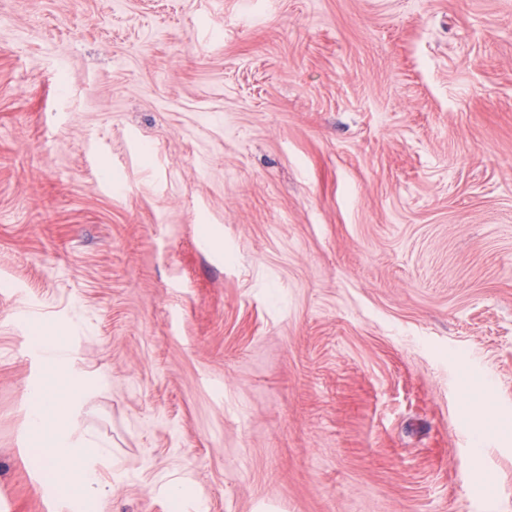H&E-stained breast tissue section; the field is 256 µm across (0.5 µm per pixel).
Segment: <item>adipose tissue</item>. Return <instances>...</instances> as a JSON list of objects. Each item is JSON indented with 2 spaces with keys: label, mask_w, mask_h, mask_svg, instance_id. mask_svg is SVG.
Returning a JSON list of instances; mask_svg holds the SVG:
<instances>
[{
  "label": "adipose tissue",
  "mask_w": 512,
  "mask_h": 512,
  "mask_svg": "<svg viewBox=\"0 0 512 512\" xmlns=\"http://www.w3.org/2000/svg\"><path fill=\"white\" fill-rule=\"evenodd\" d=\"M31 343L46 371L28 420L38 464L71 497L99 495L97 450L75 434L82 381L73 370L72 350L55 328L38 327Z\"/></svg>",
  "instance_id": "adipose-tissue-1"
}]
</instances>
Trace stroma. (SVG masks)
Listing matches in <instances>:
<instances>
[{"label": "stroma", "instance_id": "obj_1", "mask_svg": "<svg viewBox=\"0 0 512 512\" xmlns=\"http://www.w3.org/2000/svg\"><path fill=\"white\" fill-rule=\"evenodd\" d=\"M36 325L104 495L31 463ZM181 479L512 512V0H0V512Z\"/></svg>", "mask_w": 512, "mask_h": 512}]
</instances>
